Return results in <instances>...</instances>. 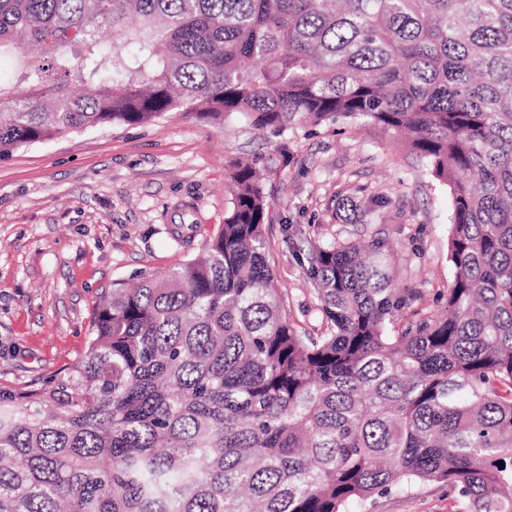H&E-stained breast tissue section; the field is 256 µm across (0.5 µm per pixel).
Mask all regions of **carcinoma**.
I'll return each mask as SVG.
<instances>
[{
	"label": "carcinoma",
	"mask_w": 512,
	"mask_h": 512,
	"mask_svg": "<svg viewBox=\"0 0 512 512\" xmlns=\"http://www.w3.org/2000/svg\"><path fill=\"white\" fill-rule=\"evenodd\" d=\"M2 52L0 158L170 112L392 130L448 189L452 279L399 327L384 241L315 245L306 332L237 165L199 254L0 387V512H346L422 482L512 512V0H0Z\"/></svg>",
	"instance_id": "obj_1"
}]
</instances>
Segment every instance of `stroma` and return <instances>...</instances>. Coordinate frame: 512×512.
Segmentation results:
<instances>
[{"label": "stroma", "mask_w": 512, "mask_h": 512, "mask_svg": "<svg viewBox=\"0 0 512 512\" xmlns=\"http://www.w3.org/2000/svg\"><path fill=\"white\" fill-rule=\"evenodd\" d=\"M253 161L271 203L265 236L291 315L319 326L310 245L384 240L409 322L451 281L448 194L393 131L305 123L260 134L238 118L179 112L73 133L0 159V386L45 380L85 350L96 302L198 254L224 221L234 163ZM349 512H454L442 484Z\"/></svg>", "instance_id": "stroma-1"}]
</instances>
